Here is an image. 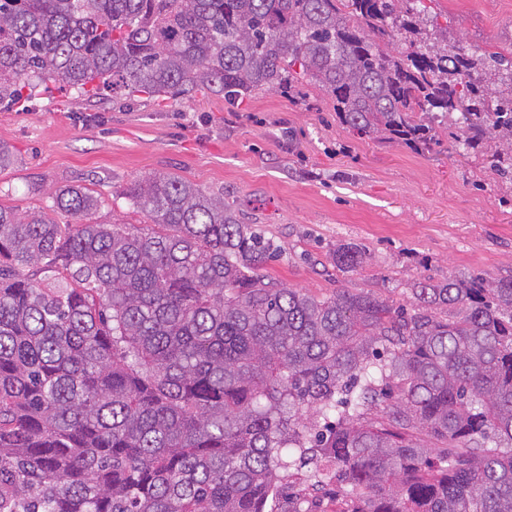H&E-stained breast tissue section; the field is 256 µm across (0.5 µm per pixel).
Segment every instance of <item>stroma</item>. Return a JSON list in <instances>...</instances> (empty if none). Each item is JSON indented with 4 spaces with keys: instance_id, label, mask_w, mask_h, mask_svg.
Here are the masks:
<instances>
[{
    "instance_id": "obj_1",
    "label": "stroma",
    "mask_w": 512,
    "mask_h": 512,
    "mask_svg": "<svg viewBox=\"0 0 512 512\" xmlns=\"http://www.w3.org/2000/svg\"><path fill=\"white\" fill-rule=\"evenodd\" d=\"M428 40L512 48V0H422ZM0 205L52 213V195L79 184L99 197V221L145 228L122 192L140 175L174 174L224 194L282 246L266 275L318 297L347 289L408 305L417 282L512 274V181L485 149L419 151L362 137L312 84L292 93L97 98L39 86L22 108L0 105ZM40 191H32V181ZM363 248V264L336 268V246Z\"/></svg>"
}]
</instances>
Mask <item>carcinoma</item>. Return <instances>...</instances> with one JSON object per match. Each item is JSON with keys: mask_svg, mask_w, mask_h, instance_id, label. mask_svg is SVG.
<instances>
[{"mask_svg": "<svg viewBox=\"0 0 512 512\" xmlns=\"http://www.w3.org/2000/svg\"><path fill=\"white\" fill-rule=\"evenodd\" d=\"M417 2L0 0V103L305 80L359 135L444 132L512 177V52L417 39ZM124 195L153 228L92 220L81 185L54 192L74 224L0 206V512H302L291 469L343 512H512V275L424 279L409 310L319 298L263 273L281 246L224 195L153 173Z\"/></svg>", "mask_w": 512, "mask_h": 512, "instance_id": "1", "label": "carcinoma"}]
</instances>
